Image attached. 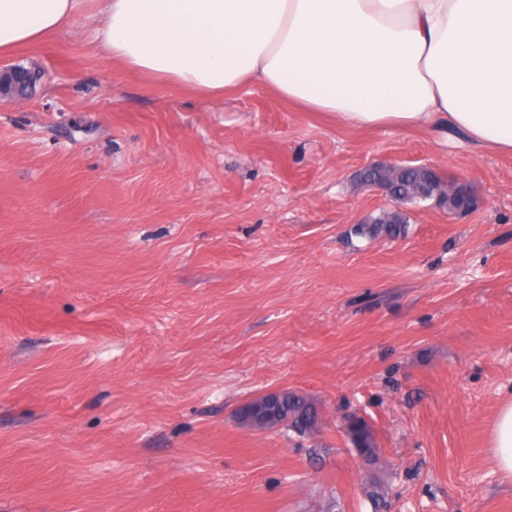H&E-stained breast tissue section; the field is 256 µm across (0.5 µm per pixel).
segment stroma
Returning a JSON list of instances; mask_svg holds the SVG:
<instances>
[{"label":"stroma","mask_w":512,"mask_h":512,"mask_svg":"<svg viewBox=\"0 0 512 512\" xmlns=\"http://www.w3.org/2000/svg\"><path fill=\"white\" fill-rule=\"evenodd\" d=\"M5 62L42 79L0 97V512H371L349 414L391 512H512V155L157 82L80 17ZM415 160L476 206L356 236L359 170ZM282 389L318 435L238 424ZM490 452L495 466L512 477V400L499 407L492 421ZM350 445L357 448L364 464L375 470L382 469L381 448L373 428L358 416L349 415L343 423Z\"/></svg>","instance_id":"stroma-1"}]
</instances>
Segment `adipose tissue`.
<instances>
[{
    "label": "adipose tissue",
    "mask_w": 512,
    "mask_h": 512,
    "mask_svg": "<svg viewBox=\"0 0 512 512\" xmlns=\"http://www.w3.org/2000/svg\"><path fill=\"white\" fill-rule=\"evenodd\" d=\"M130 71L270 89L349 127L454 128L512 154V0H0V55L77 16ZM512 477V400L490 431Z\"/></svg>",
    "instance_id": "1"
}]
</instances>
